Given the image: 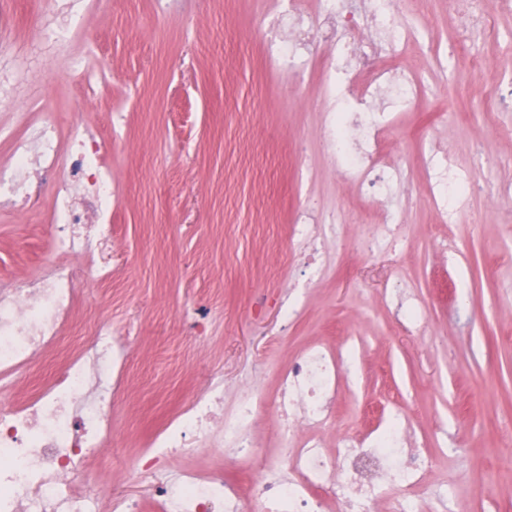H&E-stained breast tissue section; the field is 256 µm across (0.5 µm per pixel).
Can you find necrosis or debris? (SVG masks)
Instances as JSON below:
<instances>
[{
  "instance_id": "1",
  "label": "necrosis or debris",
  "mask_w": 512,
  "mask_h": 512,
  "mask_svg": "<svg viewBox=\"0 0 512 512\" xmlns=\"http://www.w3.org/2000/svg\"><path fill=\"white\" fill-rule=\"evenodd\" d=\"M289 22L317 11L336 42L323 66L326 94L334 107L325 138L337 173L345 175L373 207L358 221L374 227L376 245L391 243L402 222L390 206L402 188L400 170L385 152L384 136L403 111L431 91L420 67L403 57L424 44L425 0H287ZM512 0H448L457 16L456 43L485 39L494 12ZM14 163L0 172V206L18 207L34 185L53 190L51 229L67 262H49L39 275L0 281V512H373L389 498L391 512H428L414 494L431 468L432 455L414 438L406 418L387 412L362 436L346 433L327 450L343 371L353 370L352 347L304 348L281 371L273 402L282 448L266 455L256 443L267 422L266 401L244 390L232 414L224 412V389L214 386L186 402L142 453L132 474L153 478L149 503L108 490L91 468L116 445L114 419L130 362L128 343L111 324L94 322L83 346L37 395L18 403L8 382L33 359L64 339L79 301L78 270L112 275V172L99 140L82 126L61 136L52 114L13 141ZM424 185L437 223L465 211L470 174L449 153L424 162ZM215 448L238 461L258 464L251 496L224 478L223 466L190 467L169 479L175 456Z\"/></svg>"
}]
</instances>
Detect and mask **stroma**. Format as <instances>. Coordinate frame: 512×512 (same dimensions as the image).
<instances>
[{
	"mask_svg": "<svg viewBox=\"0 0 512 512\" xmlns=\"http://www.w3.org/2000/svg\"><path fill=\"white\" fill-rule=\"evenodd\" d=\"M7 14L15 104L0 109V167L12 162L11 134L49 111L61 132L79 124L100 140L113 196L114 273L84 275L70 343L16 377L15 401L54 376L88 322L125 328L132 360L118 446L93 466L145 500L150 485L123 461L189 398L219 381L228 411L248 387L273 398L303 347L340 349L357 336L328 447L337 432L368 431L382 410L399 409L438 459L423 498L451 493L456 512H512V197L502 190L512 112L489 96L505 73L512 15L477 45L473 71L450 57L448 0H430L428 41L441 59L432 92L388 136L404 185L392 202L403 244L369 252L362 203L322 137L332 108L323 71L292 76L270 54L269 32L288 26L278 0H95L54 47L38 34L53 18L47 0H14ZM447 149L473 175L470 211L439 224L421 168L424 152ZM306 204L322 227L313 269L294 234ZM52 206L43 188L28 211L0 209V279L26 280L59 257ZM396 282L423 310L421 328L387 304ZM292 298L301 314L288 319ZM194 305L210 311L201 342L182 320Z\"/></svg>",
	"mask_w": 512,
	"mask_h": 512,
	"instance_id": "stroma-1",
	"label": "stroma"
}]
</instances>
